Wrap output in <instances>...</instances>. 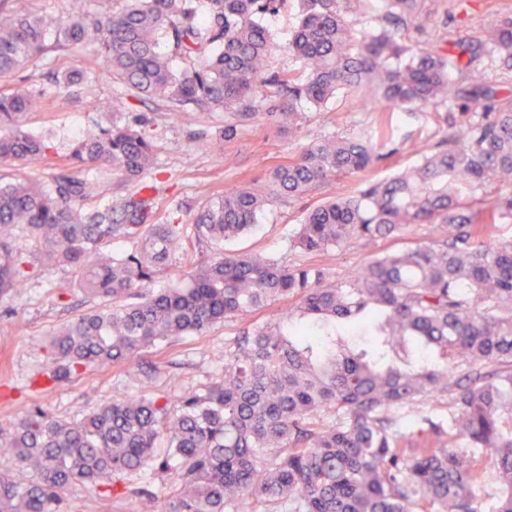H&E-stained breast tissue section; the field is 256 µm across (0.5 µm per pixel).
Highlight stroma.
Segmentation results:
<instances>
[{
    "label": "stroma",
    "mask_w": 512,
    "mask_h": 512,
    "mask_svg": "<svg viewBox=\"0 0 512 512\" xmlns=\"http://www.w3.org/2000/svg\"><path fill=\"white\" fill-rule=\"evenodd\" d=\"M506 16L512 17V0H426V12L418 26L408 27L402 38L409 46H427L448 54L454 52L456 42L477 44L488 25ZM298 20L297 0H286L277 13L263 17L262 23L272 39L268 72L297 71L289 42ZM65 70L89 72L79 94L55 85L54 73ZM14 83L41 94V105L29 112L26 123L32 128L53 130L54 149L41 159L0 163V182L20 178L48 181L73 140L115 120L130 123L156 141L155 163L141 182L122 187L110 169H102L98 198L116 203L139 191L141 185L155 187L158 218L164 224L192 222L210 197L231 189H271L269 172L274 165L297 158L305 147L324 138H352L383 125L394 132L395 152L368 177L389 179L418 161L414 143H421L425 151H436L451 133L445 113L461 110L459 102L449 101L412 116L399 112L382 114L354 94L341 91L326 104L311 109L298 130L270 120L271 103L260 97L255 100L253 115L245 119L192 105L167 116L159 112L157 101L137 97L126 89L89 47L68 48L35 58L17 74ZM104 100L109 101V109H97V102ZM228 125L234 128L229 135L224 132ZM358 182V176H341L328 188L303 198H273L260 215L257 227L230 243V251L261 252L290 263L313 264L324 268L329 280L341 282L351 278L378 252L433 239L431 226L425 224L414 236L382 240L373 247L353 240L321 255L289 250V236L303 223L310 208L323 202L328 193L354 192ZM28 274L24 288L0 301V324L6 328L5 333H0V436L8 435L12 422L37 407L58 419L78 420L112 401L138 393L135 381L122 367L89 370L57 385L48 383L42 370L49 337L63 324L94 308L96 301L70 288L69 269L47 271L35 264ZM285 308V302H274L249 314L247 320L215 324L203 335L183 337L149 354L147 363L158 368L153 378L155 392L181 394L207 378L221 377L225 340L234 336L245 321L269 320ZM63 499L65 512H135L137 507L130 499L105 497L103 487L96 484L65 491Z\"/></svg>",
    "instance_id": "1"
}]
</instances>
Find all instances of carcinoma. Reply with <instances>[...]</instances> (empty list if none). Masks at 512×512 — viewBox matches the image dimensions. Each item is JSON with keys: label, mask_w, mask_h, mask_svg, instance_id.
Masks as SVG:
<instances>
[{"label": "carcinoma", "mask_w": 512, "mask_h": 512, "mask_svg": "<svg viewBox=\"0 0 512 512\" xmlns=\"http://www.w3.org/2000/svg\"><path fill=\"white\" fill-rule=\"evenodd\" d=\"M283 2L209 0L201 22L196 0H127L118 13L98 0L96 12L67 20L34 14L29 0H0L1 83L37 56L93 39L112 74L174 114L195 105L247 117L261 95L288 101L269 116L295 125L307 106L346 89L391 111L461 94L481 109L476 121L446 113L459 131L409 172L365 180L310 210L289 238L305 254L433 225L431 243L380 253L346 282L258 253L196 264L184 251L186 284L148 288L185 242L223 249L255 226L270 197L250 187L219 194L190 224L158 223L151 194L85 207L99 166L129 182L154 164L156 143L126 123L73 143L47 182L0 185V299L28 277L13 243L22 230L31 255L70 269L73 286L104 301L52 337L44 372L53 384L88 367L133 369L218 321L293 301L228 338L224 376L188 394L158 396L146 375L139 396L80 420L40 409L16 420L0 443V512H62L64 491L107 478L112 496L137 499L140 512H512V236L481 240L512 221V96L471 72L469 44L447 56L402 42L425 0H385L362 34L346 22V0H298L290 46L304 78L266 77L272 43L261 17ZM163 40L168 56L158 52ZM483 45L512 69V18L486 29ZM174 57L184 63L178 74ZM37 105L27 92L0 90V163L51 149L24 127ZM382 157L371 132L328 138L275 166L271 183L279 197H301ZM490 181L503 191L485 202L476 193ZM121 239L139 248L112 252ZM129 296L139 301L117 303ZM338 320L362 324L364 342L352 345ZM432 398L448 412L425 410ZM19 468L27 481L15 479ZM131 476L145 486L127 487ZM478 485L489 487L481 497Z\"/></svg>", "instance_id": "1"}]
</instances>
